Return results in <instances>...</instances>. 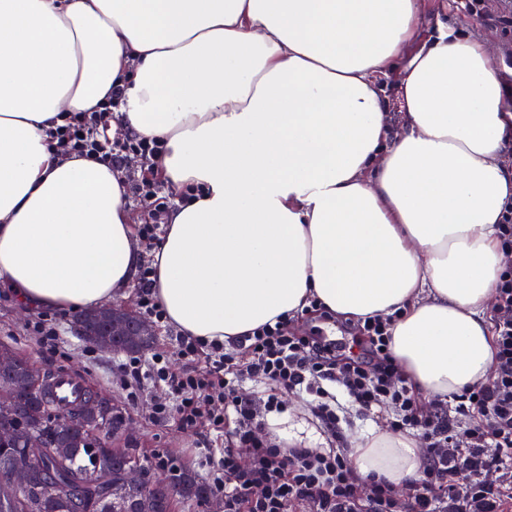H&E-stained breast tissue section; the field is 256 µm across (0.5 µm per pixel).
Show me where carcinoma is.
<instances>
[{"label":"carcinoma","mask_w":512,"mask_h":512,"mask_svg":"<svg viewBox=\"0 0 512 512\" xmlns=\"http://www.w3.org/2000/svg\"><path fill=\"white\" fill-rule=\"evenodd\" d=\"M14 372H0V391L11 392L9 403H0V427L14 435L0 440V473L17 464L29 465L35 497L23 493L0 499V512H74L73 499L81 500L86 512H110L106 504L112 488L101 472L140 464L136 449H113L114 434L126 426L124 414L102 408L95 424L84 426L69 418L70 409L60 405L47 384L48 376L30 367L28 357H17ZM36 437L41 448L27 447ZM67 448L63 458L49 460V448ZM181 494L173 497L166 485L149 487L132 497L130 512H175L177 504L190 510L216 496L213 488L195 473L171 467Z\"/></svg>","instance_id":"1"}]
</instances>
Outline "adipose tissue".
Returning <instances> with one entry per match:
<instances>
[{"mask_svg": "<svg viewBox=\"0 0 512 512\" xmlns=\"http://www.w3.org/2000/svg\"><path fill=\"white\" fill-rule=\"evenodd\" d=\"M116 86L113 130L166 145L153 292L178 333L248 336L315 300L391 318L425 401L485 379L512 88L483 42L429 30L420 0H0V282L24 308L137 283L123 173L51 135ZM349 456L396 486L422 464L415 438L379 429ZM385 93L388 103L389 121L395 127L399 128L402 112H404V102L398 82L394 78L386 80Z\"/></svg>", "mask_w": 512, "mask_h": 512, "instance_id": "obj_1", "label": "adipose tissue"}]
</instances>
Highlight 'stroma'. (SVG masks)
Listing matches in <instances>:
<instances>
[{
	"mask_svg": "<svg viewBox=\"0 0 512 512\" xmlns=\"http://www.w3.org/2000/svg\"><path fill=\"white\" fill-rule=\"evenodd\" d=\"M422 9L429 22L448 26L460 36L483 41L501 70L506 73L512 71V28L505 30L479 23L461 8L459 0H422ZM48 317L59 324L64 338L61 352L57 355L40 350L33 329L35 313L22 312L14 294L0 285V344L9 345L28 356L41 372H69L92 388L113 397L134 430L131 444L141 459L152 461L159 457L165 465L177 466L186 449L222 447V440L209 429L188 432L174 420L157 421L155 403L161 395L160 389L147 384L137 398H130L115 373L119 353L90 350L88 342L74 332L69 315L52 311ZM311 401V396L306 394L286 393L282 396L285 410L292 415L287 424L289 432L302 437L309 447L318 448L324 434L312 420Z\"/></svg>",
	"mask_w": 512,
	"mask_h": 512,
	"instance_id": "35a3bbf8",
	"label": "stroma"
}]
</instances>
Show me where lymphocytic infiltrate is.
<instances>
[{
  "label": "lymphocytic infiltrate",
  "instance_id": "obj_1",
  "mask_svg": "<svg viewBox=\"0 0 512 512\" xmlns=\"http://www.w3.org/2000/svg\"><path fill=\"white\" fill-rule=\"evenodd\" d=\"M122 96L121 89H113L100 110L74 113L56 127L54 138L77 156H95L111 165L131 155L153 161L164 149L162 142L135 135L120 143L109 138L112 113ZM128 190L144 209L140 236L155 248L171 201L146 179ZM496 302L490 373L448 408L417 402L411 381L389 351L391 321L381 317L358 323L364 343L349 356L313 337L295 335L283 318L226 345L177 336L178 353L187 363L180 372L161 355L125 357L118 371L131 395L147 383L163 390L155 405L159 419L173 416L185 428L204 423L226 433L219 455L207 459L217 470L212 486L224 498V512H505L506 500H512V487L503 480L512 468V267L501 277ZM203 349L209 364L199 371L193 362ZM245 378L267 385L269 394L240 395ZM337 387L356 412L390 407L392 430L426 442L408 504L398 501L386 480L361 477L346 449L316 452L289 445L259 419L263 412H281L278 392L305 391L316 397L312 412L318 421L339 434L343 418L333 393ZM462 418L469 427L458 428Z\"/></svg>",
  "mask_w": 512,
  "mask_h": 512
}]
</instances>
